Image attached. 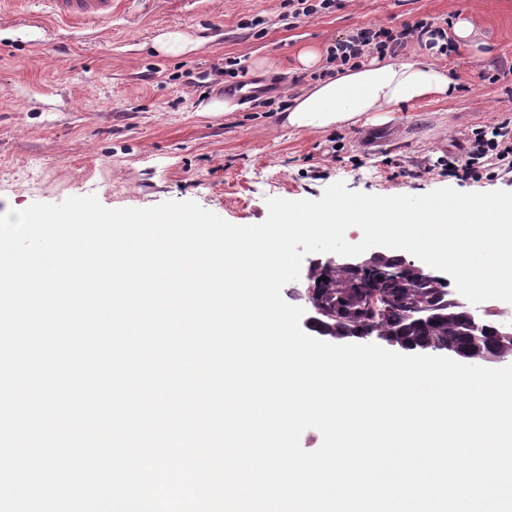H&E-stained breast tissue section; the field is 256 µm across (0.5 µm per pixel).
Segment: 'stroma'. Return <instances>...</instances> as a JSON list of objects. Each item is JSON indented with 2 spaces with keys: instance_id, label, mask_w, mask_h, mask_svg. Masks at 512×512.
<instances>
[{
  "instance_id": "obj_1",
  "label": "stroma",
  "mask_w": 512,
  "mask_h": 512,
  "mask_svg": "<svg viewBox=\"0 0 512 512\" xmlns=\"http://www.w3.org/2000/svg\"><path fill=\"white\" fill-rule=\"evenodd\" d=\"M264 21L253 28V18ZM428 17L469 22L487 55H434L458 91L423 100L386 120L322 131L284 125L289 101L312 83L302 47L327 51L359 28L399 27ZM0 214L72 196L108 208L194 201L235 225L263 222L267 199L316 200L338 181L391 196L450 187L512 191V173L467 183L449 178V155L464 156L465 134L512 111V74L489 82L512 59V0H346L311 19L289 17L282 0H113L112 21L72 28L43 0L0 16ZM179 30L197 40L178 56L155 38ZM266 57L247 79L267 85L264 101L232 99L235 81L213 77L226 59ZM233 100V99H232Z\"/></svg>"
}]
</instances>
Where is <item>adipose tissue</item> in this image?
Listing matches in <instances>:
<instances>
[{
	"label": "adipose tissue",
	"instance_id": "ef3b65f1",
	"mask_svg": "<svg viewBox=\"0 0 512 512\" xmlns=\"http://www.w3.org/2000/svg\"><path fill=\"white\" fill-rule=\"evenodd\" d=\"M456 91L448 71L429 58L375 57L294 97L287 122L311 130L353 125L368 112H393L429 96L445 99Z\"/></svg>",
	"mask_w": 512,
	"mask_h": 512
}]
</instances>
